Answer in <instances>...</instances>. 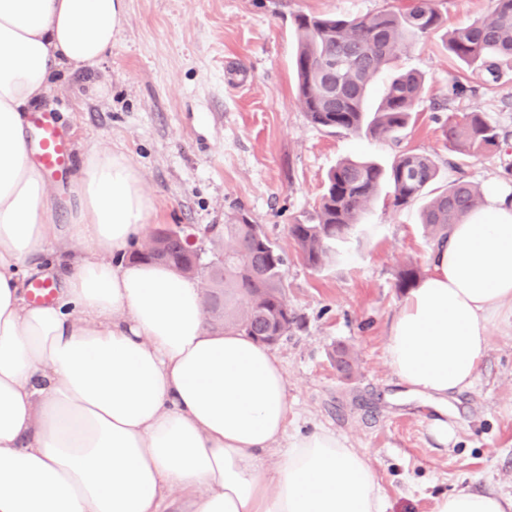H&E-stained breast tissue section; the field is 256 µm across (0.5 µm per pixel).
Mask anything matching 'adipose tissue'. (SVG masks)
<instances>
[{
    "instance_id": "1",
    "label": "adipose tissue",
    "mask_w": 512,
    "mask_h": 512,
    "mask_svg": "<svg viewBox=\"0 0 512 512\" xmlns=\"http://www.w3.org/2000/svg\"><path fill=\"white\" fill-rule=\"evenodd\" d=\"M126 0H0V512H386L371 459L325 429L286 436L285 369L211 325L196 282L129 255L151 203L121 153L89 151L57 221L28 111L63 67H96ZM386 358L447 407L492 328L512 327V189L434 246ZM43 273L52 302L27 297ZM435 512H512L464 487Z\"/></svg>"
}]
</instances>
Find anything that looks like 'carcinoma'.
<instances>
[{
	"label": "carcinoma",
	"mask_w": 512,
	"mask_h": 512,
	"mask_svg": "<svg viewBox=\"0 0 512 512\" xmlns=\"http://www.w3.org/2000/svg\"><path fill=\"white\" fill-rule=\"evenodd\" d=\"M440 24L434 0H415L405 12L384 11L373 15L341 18L300 15L295 20L298 102L309 121L323 129L350 133L365 132L375 138L397 139L410 121L422 76L414 71L398 72L385 86L372 112L366 100L372 81L391 67L399 45L423 37ZM448 51L459 61L479 64L489 80L496 81L502 63L512 61V0H494L492 10L473 22L448 32ZM340 52L355 59L347 63L336 79V104H324L323 76L315 62ZM452 156L444 161L427 154L404 152L390 167L373 161L344 160L327 175L325 192L310 224H292L289 234L300 258L319 268L336 255V246L354 231L360 218L382 188L389 189L392 205L406 207L423 201L421 220L443 239L448 226L460 222L483 202L480 189L451 181L435 192L440 166L460 168L467 156L497 146L500 129L487 113L465 112L441 126ZM254 225L246 218L224 225V251L214 257L224 261V282L213 296L216 324L257 337L272 325L282 336L291 331L295 317L288 304L282 267L287 257L281 250L271 254L252 234ZM164 258L171 266L191 271L181 244L168 242ZM419 268L409 265L397 277L396 288L403 295L417 285Z\"/></svg>",
	"instance_id": "cac0c4a2"
}]
</instances>
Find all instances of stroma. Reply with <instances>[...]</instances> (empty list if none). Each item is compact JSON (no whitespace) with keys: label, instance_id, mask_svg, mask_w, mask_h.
Returning a JSON list of instances; mask_svg holds the SVG:
<instances>
[{"label":"stroma","instance_id":"obj_1","mask_svg":"<svg viewBox=\"0 0 512 512\" xmlns=\"http://www.w3.org/2000/svg\"><path fill=\"white\" fill-rule=\"evenodd\" d=\"M411 0H127L111 50L95 68L62 71L37 109L52 112L74 160L94 148L128 157L153 206L149 228L190 234L213 257V237L238 213L261 225L288 255V305L302 327L273 346L287 375L295 414L288 435L321 426L366 453L389 512H435L462 487L512 495V330L493 329L474 385L448 399L454 435L432 432V403L408 394L385 356L403 296L407 264L427 270L432 248L417 207L394 210L379 195L336 261L304 265L289 234L308 222L329 170L345 158L390 165L403 150L447 156L436 111L452 78L477 96L455 113H488L499 144L466 157L455 179L488 190L512 186V67L486 86L481 67L456 60L448 30L488 14L493 0H437L442 27L403 47L393 70L416 71L425 85L399 140L329 132L310 123L297 99L294 20L299 15L362 16L403 10ZM447 102V101H446ZM449 111V112H450ZM347 346L351 375L330 355Z\"/></svg>","mask_w":512,"mask_h":512}]
</instances>
